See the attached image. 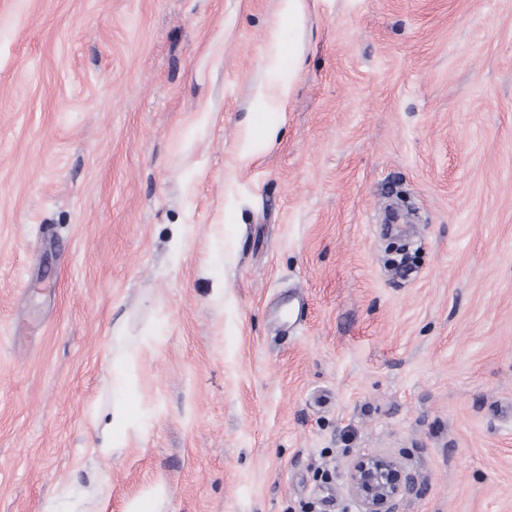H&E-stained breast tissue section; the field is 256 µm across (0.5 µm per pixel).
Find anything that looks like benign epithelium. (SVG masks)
I'll return each mask as SVG.
<instances>
[{
	"mask_svg": "<svg viewBox=\"0 0 512 512\" xmlns=\"http://www.w3.org/2000/svg\"><path fill=\"white\" fill-rule=\"evenodd\" d=\"M348 492L360 512H398L415 481L394 456L380 452L355 458L346 474Z\"/></svg>",
	"mask_w": 512,
	"mask_h": 512,
	"instance_id": "obj_1",
	"label": "benign epithelium"
}]
</instances>
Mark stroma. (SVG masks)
<instances>
[{"label":"stroma","mask_w":512,"mask_h":512,"mask_svg":"<svg viewBox=\"0 0 512 512\" xmlns=\"http://www.w3.org/2000/svg\"><path fill=\"white\" fill-rule=\"evenodd\" d=\"M309 4L0 0V512H512V0ZM264 69L268 77V82L260 84L254 94V107L265 109L269 103V86L272 83L276 88L275 105L284 112L288 108V101L292 91L294 69L291 72L288 69V76L282 71L280 53L278 48L277 35L272 34L269 51L266 54ZM268 137L269 131L265 128L251 130V136H246L239 147V155L242 161H251L259 152L258 144H264ZM129 425L126 403L118 402L111 420L100 430L99 443L96 448L98 453L111 456L127 448L130 434ZM345 482L360 512H398L400 502L415 488L412 475L399 460L384 452L355 458ZM105 485L101 479L93 480L78 496H74L71 490L63 488L43 503L42 512H101V510L75 511L73 509L82 503L101 504L106 496ZM166 498L163 485L156 484L147 489L142 495L128 502L125 512H155L152 510L160 506Z\"/></svg>","instance_id":"obj_1"}]
</instances>
